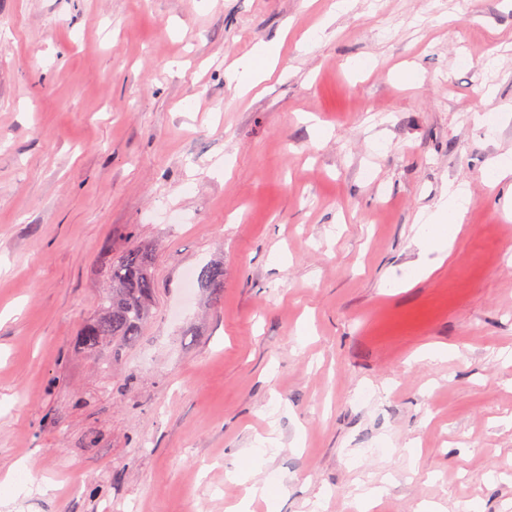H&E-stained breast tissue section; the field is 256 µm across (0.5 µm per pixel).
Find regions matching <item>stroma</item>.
<instances>
[{"label": "stroma", "mask_w": 512, "mask_h": 512, "mask_svg": "<svg viewBox=\"0 0 512 512\" xmlns=\"http://www.w3.org/2000/svg\"><path fill=\"white\" fill-rule=\"evenodd\" d=\"M334 2L0 0V512H234L247 453L252 512H512V0ZM136 246L153 317L89 354ZM276 64V52L272 46L261 47L251 58L242 63L238 72V84L251 88L269 75ZM512 177V163L503 156L493 160L483 174V180L490 186H497ZM470 197L469 189L465 185L449 184L448 192L438 210L424 213L419 218V223L429 226V244L433 251L439 253V259H446L450 254L451 245L461 229ZM448 230L452 231L449 235ZM198 282L200 287L210 292L214 299L220 297L224 288V266L213 263L202 267L198 275Z\"/></svg>", "instance_id": "1"}]
</instances>
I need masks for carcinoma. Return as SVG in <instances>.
Segmentation results:
<instances>
[{"label":"carcinoma","mask_w":512,"mask_h":512,"mask_svg":"<svg viewBox=\"0 0 512 512\" xmlns=\"http://www.w3.org/2000/svg\"><path fill=\"white\" fill-rule=\"evenodd\" d=\"M112 286L98 301V314L86 322L77 336L80 348L97 353L104 348L117 350L137 340L153 315L156 281L152 255L145 249L130 248L109 265ZM200 287L212 297L221 296L224 266L219 263L201 268Z\"/></svg>","instance_id":"obj_1"}]
</instances>
